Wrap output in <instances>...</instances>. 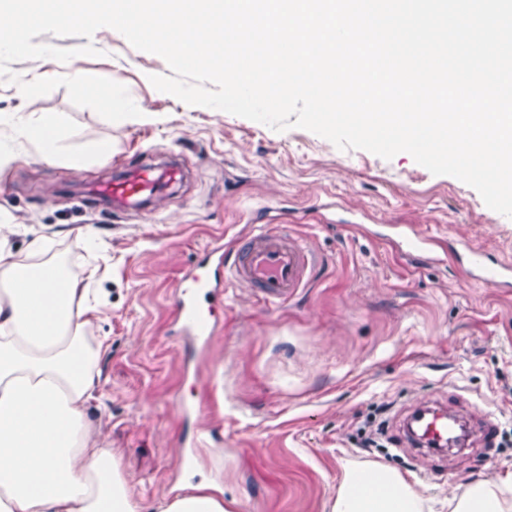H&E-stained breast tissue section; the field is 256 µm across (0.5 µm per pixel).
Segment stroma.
Here are the masks:
<instances>
[{"label":"stroma","instance_id":"1","mask_svg":"<svg viewBox=\"0 0 512 512\" xmlns=\"http://www.w3.org/2000/svg\"><path fill=\"white\" fill-rule=\"evenodd\" d=\"M96 57L12 63L21 77L71 69L125 85L159 124H117L74 106L66 88L32 100L0 80V111L57 112L71 129L60 161L20 156L0 172V239L22 263L70 257L101 314L85 348L100 375L90 417L143 512L206 483L230 512H329L344 478L387 467L417 491L423 512H450L455 492L512 469V288L476 284L467 255L512 263V219L457 178L432 175L402 152L382 159L337 149L304 129L283 132L156 90L163 58L108 37ZM104 151L82 164L86 150ZM188 176L146 209L118 211L85 187L162 154ZM286 224L319 255L312 284L269 309L251 291L225 288L217 331L183 373L172 324L174 289L216 239L252 217ZM432 240L434 260L401 252L406 229ZM202 408L183 417L180 401ZM491 421L487 447L436 452L411 444L403 419L422 404ZM375 435L377 447L359 445ZM195 435L191 475L179 443Z\"/></svg>","mask_w":512,"mask_h":512}]
</instances>
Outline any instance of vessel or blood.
<instances>
[{
	"label": "vessel or blood",
	"mask_w": 512,
	"mask_h": 512,
	"mask_svg": "<svg viewBox=\"0 0 512 512\" xmlns=\"http://www.w3.org/2000/svg\"><path fill=\"white\" fill-rule=\"evenodd\" d=\"M182 170L174 164L143 165L123 176L90 186L97 198L115 202L155 201L181 181ZM470 264L476 283L498 287L512 284V263L479 251H471ZM316 265L310 247L287 230L266 224L234 240L230 249L210 248L183 277L173 298V323L179 335L202 342L215 331L214 312L206 307L210 296L233 284L251 290L264 306H280L306 287ZM421 431L426 438L445 440L455 422L444 408H424Z\"/></svg>",
	"instance_id": "b4317fda"
}]
</instances>
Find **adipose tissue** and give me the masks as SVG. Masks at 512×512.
Masks as SVG:
<instances>
[{"label":"adipose tissue","instance_id":"1","mask_svg":"<svg viewBox=\"0 0 512 512\" xmlns=\"http://www.w3.org/2000/svg\"><path fill=\"white\" fill-rule=\"evenodd\" d=\"M71 136L53 112L0 113V169L19 153L52 164ZM61 265L23 270L0 245V512H142L88 418L97 371L74 340L97 311ZM512 471L465 486L453 512H503ZM402 476L349 474L330 512H417Z\"/></svg>","mask_w":512,"mask_h":512}]
</instances>
